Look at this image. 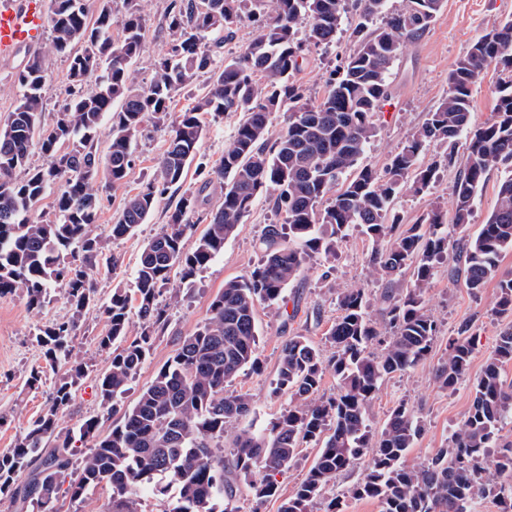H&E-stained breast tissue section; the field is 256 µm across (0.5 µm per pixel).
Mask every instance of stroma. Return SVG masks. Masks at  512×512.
Segmentation results:
<instances>
[{"instance_id": "1", "label": "stroma", "mask_w": 512, "mask_h": 512, "mask_svg": "<svg viewBox=\"0 0 512 512\" xmlns=\"http://www.w3.org/2000/svg\"><path fill=\"white\" fill-rule=\"evenodd\" d=\"M169 0H147L144 49L132 66L136 84L148 82L153 64L166 50L168 41L164 13ZM512 17V0H443V6L429 31L419 40L406 43L394 61L390 75V98L378 113L376 133L368 144L362 161L377 172H385L391 158L421 126L427 112L435 109L448 92V72L464 53L468 44L483 34L495 22ZM356 15H347L329 48L305 46L294 80L311 100L320 99L331 72L354 49L352 31ZM47 66L46 105L44 124H51L68 85L67 64L53 48L50 37H43L37 47ZM239 113L228 112L218 120H206L198 162L211 167L218 164L224 143L234 133ZM168 146L166 127L147 125L137 140L135 164L126 182L110 190L102 202L95 231L105 242L106 254L116 256L119 265L115 272H100L96 277L99 299H106L116 286H130L141 251L145 244L160 232L165 212L174 206L173 196H164L152 219L141 225L134 235L112 239L111 226L120 213L126 197L139 191L142 183L153 173L158 158ZM512 174V166H494L476 197L467 234L474 235L493 211L498 185ZM456 168L441 170L427 193L400 194L393 203L394 212L403 226L420 223L433 206H440L446 217H453V185ZM274 190L259 194L243 224L225 241L224 251L199 272L193 287L182 289L170 299L169 325L155 339L150 354L128 384L104 408L96 392L98 378L109 367L112 353L101 349L97 338L106 331V322L98 310H88L72 342L74 358L87 365L86 376L74 400L62 415L60 426L77 429L87 418L98 419L101 431H109L117 414L123 413L136 401L140 391L150 384L159 368L172 358L180 340L193 333L210 316L212 298L226 281L242 278L260 261L259 238L267 224L276 222L273 208ZM372 248L367 237L358 231L336 245L335 255L314 256L303 271L288 285L279 308L258 305L256 320L259 334L257 355L259 370H245L233 382L235 392L249 394L253 412L246 422L255 428L269 427L288 405V398L273 392L284 341L292 335L306 336L319 348H326V336L337 316L336 297L342 289L359 285L366 289L368 312L373 321L385 324L386 317L380 293L386 281L375 278L368 265ZM497 288L488 284L479 294H472L462 282L448 278L447 265H440L426 289L424 301L438 324V334L431 352L412 370L386 377L371 403V426L380 430L392 408L400 403L422 422V432L408 454L413 464L431 458L445 447L467 414L473 399V383L485 360L491 355L500 331L512 325V313L496 311ZM68 308L62 294H55L49 304L39 310L29 309L21 292L0 297V452L14 447L29 424L44 414L49 397L58 383L63 368H45L42 348L35 340L38 328L65 317ZM470 325L473 354L464 379L452 390L440 387L436 369L442 362L448 342L457 337L462 325ZM43 368L40 383L33 388L25 384L30 372ZM317 454L311 445L302 446L288 469L277 477L279 494L263 503H256L246 484H239L235 505L238 512H280L285 498L291 496L305 478ZM370 455H363L341 472L329 485L325 498L343 499L345 512H379L376 501L348 497L349 488L360 481L370 468Z\"/></svg>"}]
</instances>
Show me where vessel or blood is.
<instances>
[{"mask_svg": "<svg viewBox=\"0 0 512 512\" xmlns=\"http://www.w3.org/2000/svg\"><path fill=\"white\" fill-rule=\"evenodd\" d=\"M47 29L46 0H0V63L32 50Z\"/></svg>", "mask_w": 512, "mask_h": 512, "instance_id": "1", "label": "vessel or blood"}]
</instances>
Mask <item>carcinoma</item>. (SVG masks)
I'll use <instances>...</instances> for the list:
<instances>
[{"instance_id":"carcinoma-1","label":"carcinoma","mask_w":512,"mask_h":512,"mask_svg":"<svg viewBox=\"0 0 512 512\" xmlns=\"http://www.w3.org/2000/svg\"><path fill=\"white\" fill-rule=\"evenodd\" d=\"M386 2L170 0L166 52L154 64L150 82L137 87L131 65L144 47L142 0H122L117 12L104 0L92 19L85 0H50L48 30L54 49L66 58L69 89L55 121L45 127L44 59L29 55L14 73L21 96L0 126V296L20 289L30 308L41 309L52 292H62L68 316L39 330L37 342L50 367L68 368L47 412L0 453V499L23 500L34 512H59L60 493L77 501L101 488L110 491L104 512H142L145 496L157 500L161 512H235L237 481H246L259 503L277 496L275 476L302 444L312 443L319 448L315 461L281 512H312L336 475L367 452L370 470L349 494L376 501L380 512H468L486 499L495 501L499 512H512V441L500 438L504 424L512 422V386L503 380L504 367L512 363V326L500 333L476 379L461 426L427 462L407 464L422 425L406 405L396 406L377 432L369 413L382 379L408 371L432 349L437 322L423 293L440 264L453 260L448 275L473 294L497 281V311L512 313V273L500 266L512 251V174L500 181L486 224L475 237L459 238L452 258L440 208L405 230L392 213L399 194L427 192L438 172L455 164L463 137L466 162L453 186V224L462 233L491 168L512 162V19L468 45L448 73L447 95L382 176L360 160L376 133L374 118L388 101L390 68L404 43L430 29L442 0H405L389 12ZM350 8L358 15L357 47L329 79L322 98L312 101L292 81L303 50L299 27L308 23V40L328 45ZM254 16L256 36L238 58L219 62L224 40ZM491 68L499 72L494 111L487 123L474 127L472 87ZM204 75L203 92L170 118L175 96ZM284 105L286 126L268 148L269 116ZM226 112H241L243 119L224 144L220 164L199 171V187L186 189L168 212L163 230L141 253L134 287L117 286L100 301L93 274L102 266L116 269L118 260L105 254L93 227L104 195L132 169L144 124L169 127V146L112 224L114 239L133 234L169 189L183 185L201 148L203 117ZM106 119L111 141L102 153L95 140ZM36 138L47 156L39 167L29 162ZM432 145L444 150L423 166L420 157ZM212 186L224 190L223 201L201 214L199 198ZM269 186L276 191L279 221L264 228L260 264L247 277L224 284L210 303L209 319L180 340L175 355L109 432L99 433L94 418L80 424L77 436L59 428L58 415L70 407L85 375L70 349L84 313L98 308L108 326L100 344L113 349L112 360L97 384L108 405L138 373L168 324L161 297L167 289L179 293L171 273L179 275V284L191 285ZM55 187L52 215L32 220L35 204ZM330 193L334 198L327 203ZM203 221L206 231L185 250L186 235ZM353 228L372 242L368 263L376 275L390 283L408 275L410 284L382 295L387 316L382 330L369 316L366 289L339 293L338 315L326 336L332 348L327 358L308 338L288 337L274 386L275 393L289 396L288 406L263 432L236 431L229 448L231 480L224 474L221 442L228 427L252 412V401L246 393L224 389L246 368L259 369L256 307L279 301L314 255L334 252ZM132 313L139 332L130 340ZM468 331L467 325L460 329L436 371L444 389L455 388L469 368ZM328 371L336 377V392L326 397L319 390ZM78 437L92 439L93 448L76 471Z\"/></svg>"}]
</instances>
